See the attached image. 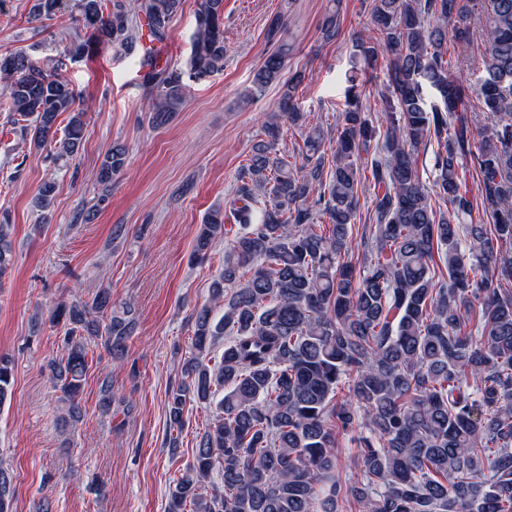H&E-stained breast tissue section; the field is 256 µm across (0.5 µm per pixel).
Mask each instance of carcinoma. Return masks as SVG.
Masks as SVG:
<instances>
[{
    "label": "carcinoma",
    "mask_w": 512,
    "mask_h": 512,
    "mask_svg": "<svg viewBox=\"0 0 512 512\" xmlns=\"http://www.w3.org/2000/svg\"><path fill=\"white\" fill-rule=\"evenodd\" d=\"M195 3L188 64L199 79L224 68V0ZM178 4L141 0L149 37L165 38ZM69 7L85 31L71 47L76 56L134 38L125 0H34L32 19ZM474 19L484 45L478 58L465 48ZM339 27L336 8L323 38L335 39ZM282 34L283 21L273 19L254 77L259 91L293 51ZM450 39L463 45L452 64ZM355 47L367 69L380 48L391 53L383 142L356 94L330 153L324 129L306 123L294 86L268 116L273 141L284 124L301 132L304 164L260 143L239 176L229 213L244 231L224 252L208 302L193 313L184 380L168 396L169 426L182 429L187 402L224 396L176 479L168 512H341V497L355 512H512V90L482 82L488 125L481 130L462 80L477 65L512 75V0H373ZM144 66L149 120L164 126L180 111L185 87L152 58ZM0 80L5 106L27 121L21 131L33 146L54 143L55 160L78 150L84 110L68 82L22 53L0 55ZM427 87L439 95L431 105ZM432 142L428 186L418 157ZM125 165V148L112 145L97 171L98 201ZM366 182L371 211L355 238ZM479 207L491 223L473 221ZM12 231L1 214L0 280L14 262ZM226 234L224 213L212 212L195 233V253L205 258ZM355 239L363 246L358 266L348 261ZM439 260L446 280L437 276ZM49 321L64 325L56 384L76 420L92 345L123 359L135 323L112 314L108 289L58 304ZM219 336L224 354L212 369L206 358ZM13 383V360L0 355V404ZM355 429L356 474L343 486L336 447ZM214 471L222 488L210 493ZM14 497L13 473L0 465V512H11Z\"/></svg>",
    "instance_id": "carcinoma-1"
}]
</instances>
